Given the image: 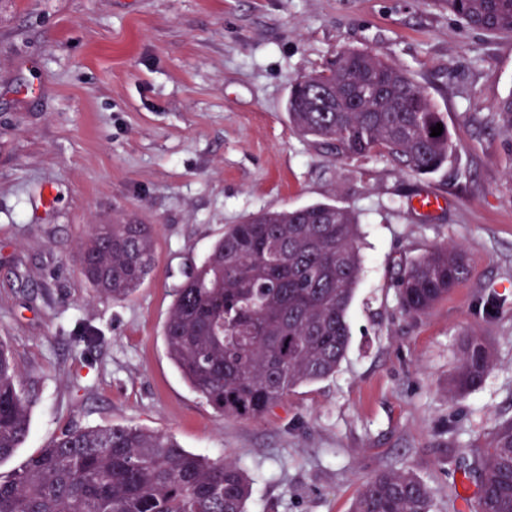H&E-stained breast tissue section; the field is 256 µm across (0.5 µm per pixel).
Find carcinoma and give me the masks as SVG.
I'll return each mask as SVG.
<instances>
[{"instance_id":"cac0c4a2","label":"carcinoma","mask_w":512,"mask_h":512,"mask_svg":"<svg viewBox=\"0 0 512 512\" xmlns=\"http://www.w3.org/2000/svg\"><path fill=\"white\" fill-rule=\"evenodd\" d=\"M469 29L512 36V0H445ZM288 120L341 157H389L415 175L448 162L453 144L428 92L372 50L344 48L288 96ZM153 226L94 224L77 260L95 291L120 300L150 273ZM361 270L359 221L317 203L262 211L224 228L179 288L164 338L189 387L217 412L258 418L293 389L332 376L350 344L349 310ZM468 274L458 245L412 262L396 288L401 310L427 314ZM491 352L468 337L451 390L479 387ZM25 394L12 352L0 344V462L28 437ZM475 488V512H512V419L455 461ZM249 483L230 461L186 451L171 435L132 426L63 433L8 478L0 512H245ZM432 490L410 471L371 477L351 512H433Z\"/></svg>"}]
</instances>
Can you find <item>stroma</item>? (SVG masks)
<instances>
[{"mask_svg": "<svg viewBox=\"0 0 512 512\" xmlns=\"http://www.w3.org/2000/svg\"><path fill=\"white\" fill-rule=\"evenodd\" d=\"M341 48L408 69L443 113L440 170L340 158L288 121L289 92ZM512 38L462 26L441 0H0V341L15 353L30 434L0 474L72 428L136 426L242 468L245 512H349L366 481L408 470L435 512L453 460L512 419ZM445 200L424 214L412 200ZM328 202L360 217L362 269L338 371L262 417L214 411L163 335L178 287L260 211ZM154 227V265L126 298L73 259L92 225ZM461 245L466 280L427 315L400 271ZM493 352L449 396L467 337Z\"/></svg>", "mask_w": 512, "mask_h": 512, "instance_id": "stroma-1", "label": "stroma"}]
</instances>
